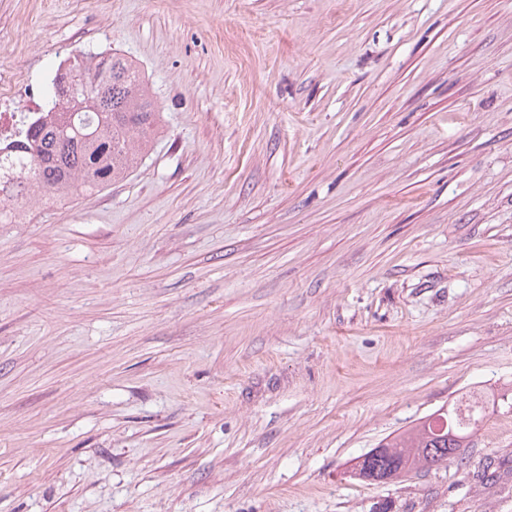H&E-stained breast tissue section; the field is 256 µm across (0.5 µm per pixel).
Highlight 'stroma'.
Instances as JSON below:
<instances>
[{
	"mask_svg": "<svg viewBox=\"0 0 512 512\" xmlns=\"http://www.w3.org/2000/svg\"><path fill=\"white\" fill-rule=\"evenodd\" d=\"M39 89L114 49L141 165L0 224V512H512V0H0ZM484 418L485 406L477 399L448 405L381 444L384 452L375 453L374 448L358 457L353 476L368 480L376 474L392 481L413 469L427 471L451 462L468 448L466 442Z\"/></svg>",
	"mask_w": 512,
	"mask_h": 512,
	"instance_id": "35a3bbf8",
	"label": "stroma"
}]
</instances>
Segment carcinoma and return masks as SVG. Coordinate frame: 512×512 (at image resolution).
<instances>
[{"label": "carcinoma", "mask_w": 512, "mask_h": 512, "mask_svg": "<svg viewBox=\"0 0 512 512\" xmlns=\"http://www.w3.org/2000/svg\"><path fill=\"white\" fill-rule=\"evenodd\" d=\"M65 72L46 92L51 111L30 124L19 144V175L0 181V197L22 208L27 223L31 196L65 199L99 192L126 178L160 129L161 113L137 67L116 52H88L67 58ZM485 418L477 399L459 401L358 457L353 476L395 480L411 470L448 463L468 447Z\"/></svg>", "instance_id": "cac0c4a2"}]
</instances>
